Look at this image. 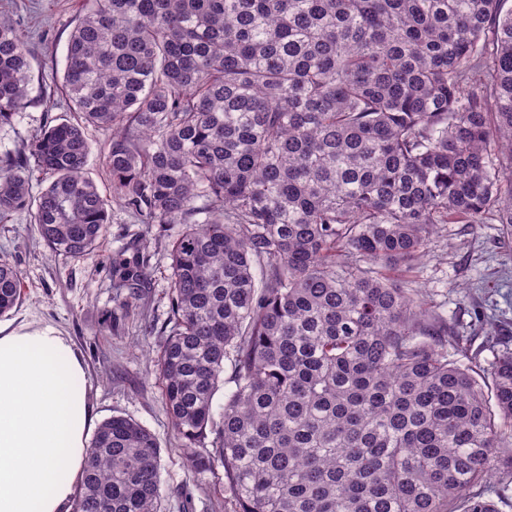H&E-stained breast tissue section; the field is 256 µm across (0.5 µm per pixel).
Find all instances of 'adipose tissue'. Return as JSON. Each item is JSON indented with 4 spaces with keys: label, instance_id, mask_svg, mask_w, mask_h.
<instances>
[{
    "label": "adipose tissue",
    "instance_id": "obj_1",
    "mask_svg": "<svg viewBox=\"0 0 512 512\" xmlns=\"http://www.w3.org/2000/svg\"><path fill=\"white\" fill-rule=\"evenodd\" d=\"M84 382L56 328L0 327V512H68L94 421Z\"/></svg>",
    "mask_w": 512,
    "mask_h": 512
}]
</instances>
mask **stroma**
Here are the masks:
<instances>
[{"label": "stroma", "instance_id": "stroma-1", "mask_svg": "<svg viewBox=\"0 0 512 512\" xmlns=\"http://www.w3.org/2000/svg\"><path fill=\"white\" fill-rule=\"evenodd\" d=\"M84 7L85 0H0V13L20 20L32 51L29 94L14 123L0 128V153L28 144L47 119L77 121L58 86L66 42ZM86 134L92 148L88 174L110 201L103 152L112 132L91 126ZM108 214L98 250L77 260L52 255L28 214L0 220V257L23 278L22 299L0 324L60 330L83 357L95 422L124 415L155 434L162 449L163 512H231L222 464L204 473L185 465L161 401L156 357L169 311L168 240L160 236L144 245L151 272L145 298H116L102 258L141 243L142 227L111 201ZM400 284L421 290L441 319L463 328L472 306H482L488 321L470 347L481 364H489L497 350L512 349V238L501 225H440L425 257L401 274Z\"/></svg>", "mask_w": 512, "mask_h": 512}]
</instances>
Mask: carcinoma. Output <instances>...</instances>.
Segmentation results:
<instances>
[{
  "mask_svg": "<svg viewBox=\"0 0 512 512\" xmlns=\"http://www.w3.org/2000/svg\"><path fill=\"white\" fill-rule=\"evenodd\" d=\"M505 2L87 0L61 82L83 123L0 154V215L28 214L57 255L93 252L107 224L88 125L112 128V199L142 238L179 225L161 399L184 463L224 465L233 512H501L512 351L448 359L467 340L391 271L440 224L512 236ZM30 56L0 14V126ZM108 264L129 298L148 287V257ZM21 295L0 258V316ZM160 482L155 434L114 415L73 512H162Z\"/></svg>",
  "mask_w": 512,
  "mask_h": 512,
  "instance_id": "carcinoma-1",
  "label": "carcinoma"
}]
</instances>
